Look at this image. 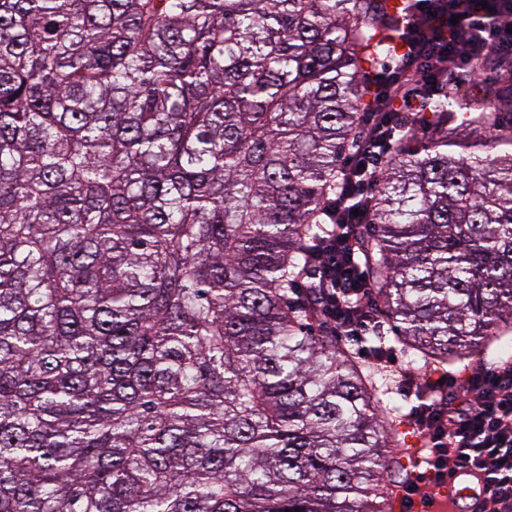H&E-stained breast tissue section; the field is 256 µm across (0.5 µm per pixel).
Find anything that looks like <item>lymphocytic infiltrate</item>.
<instances>
[{
	"label": "lymphocytic infiltrate",
	"instance_id": "obj_1",
	"mask_svg": "<svg viewBox=\"0 0 512 512\" xmlns=\"http://www.w3.org/2000/svg\"><path fill=\"white\" fill-rule=\"evenodd\" d=\"M409 24L411 58L378 75L377 82L396 93L405 105L416 101L419 87L437 91L442 73L470 70L488 46L499 58L512 60V0H416ZM396 113L370 114L366 145L350 161L357 180L349 183L329 211L339 212V232L322 249L320 269L332 284L326 301L331 323L345 326L349 335L367 331L366 283L348 245L362 215L354 199L364 197L377 173L376 161L397 130ZM414 417L428 439L433 469L457 472L476 468L486 476L481 512H512V364L476 366L459 392L447 400L416 408Z\"/></svg>",
	"mask_w": 512,
	"mask_h": 512
}]
</instances>
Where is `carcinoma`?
<instances>
[{
	"mask_svg": "<svg viewBox=\"0 0 512 512\" xmlns=\"http://www.w3.org/2000/svg\"><path fill=\"white\" fill-rule=\"evenodd\" d=\"M410 9L0 0V512H389L380 360L290 294ZM419 108L355 245L450 365L512 337V125Z\"/></svg>",
	"mask_w": 512,
	"mask_h": 512,
	"instance_id": "carcinoma-1",
	"label": "carcinoma"
}]
</instances>
